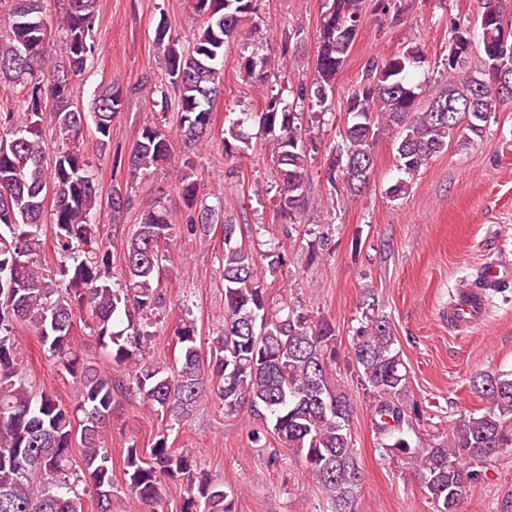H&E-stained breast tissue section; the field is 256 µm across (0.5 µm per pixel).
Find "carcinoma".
<instances>
[{
  "label": "carcinoma",
  "instance_id": "cac0c4a2",
  "mask_svg": "<svg viewBox=\"0 0 512 512\" xmlns=\"http://www.w3.org/2000/svg\"><path fill=\"white\" fill-rule=\"evenodd\" d=\"M45 2L0 0V512H84L87 488L80 487L71 454L77 436L98 512H112V453L104 435L118 397L130 391L166 421L149 453L134 443L123 451L120 491L136 512H162L168 479L186 481L183 512H233L234 491L196 474L191 450L169 443L170 431L206 398L218 400L227 416L244 410L256 419L252 447L266 448L269 438L277 439L309 471L330 512H354L362 468L350 428L354 405L333 373L336 327L269 300L257 282L254 255L239 242L231 221L223 224L224 325L209 356H201L196 320L184 304L173 330L175 362L145 360L165 304L160 274L163 263H174L169 247L175 225L159 200L142 211L124 245L125 273L114 278L112 246L100 237L97 213L105 196L118 222L132 199L119 182L103 193L83 133L93 125L97 150L112 149V123L127 95L111 85L95 92L87 107L74 102V84L95 50L97 0H65L56 43L49 38ZM362 4L326 0L312 80L270 90L261 111L244 114L224 131L228 160L250 149L239 132L244 121L257 120L268 137L279 181L277 214L285 224L282 238L261 254L272 274L286 264L288 241L307 208L313 142L303 137V117L320 121L322 113L314 108L335 92L361 31ZM193 10L196 26L187 47L166 18L155 28L165 79L149 84L152 119L124 157L134 180L174 157L170 125L188 150L209 143L213 105L223 90L224 45L254 7L253 0H193ZM478 12L485 21L476 29L450 30L449 41L466 42L470 54L442 64L445 87L424 107L409 79L427 62L419 47L366 61L347 98L350 121L342 143L324 169L332 188L353 197L364 193L374 175V144L387 127L398 129L397 166L413 178L450 142L469 145L482 137L491 114L512 102L499 86L502 69L512 76V0H478ZM267 67V58L254 54L241 62L247 77L262 85ZM16 92L21 99H14ZM47 126L61 142L52 156L45 148ZM183 166L176 189L189 213L180 231L204 235L219 223L222 207L197 201L194 167L189 161ZM48 231L57 263L45 273L34 256ZM330 250L329 236L319 235L309 244V261L324 259ZM373 299L365 292L348 362L367 390L381 448L413 468L434 512H459L488 465L512 456V372L475 374L470 387L486 402L484 412L461 414L447 434L430 432L426 443L412 442L407 431L424 420L426 410L410 400L408 367ZM87 321L106 349L105 367L85 362L73 348L77 324ZM21 324L31 327L43 352L72 377L73 403L31 390L15 339Z\"/></svg>",
  "mask_w": 512,
  "mask_h": 512
}]
</instances>
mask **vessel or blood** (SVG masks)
<instances>
[{
	"label": "vessel or blood",
	"mask_w": 512,
	"mask_h": 512,
	"mask_svg": "<svg viewBox=\"0 0 512 512\" xmlns=\"http://www.w3.org/2000/svg\"><path fill=\"white\" fill-rule=\"evenodd\" d=\"M512 282V266L490 263L481 270V284L459 289L448 305V321L460 331L484 323L488 316L487 296Z\"/></svg>",
	"instance_id": "vessel-or-blood-1"
}]
</instances>
